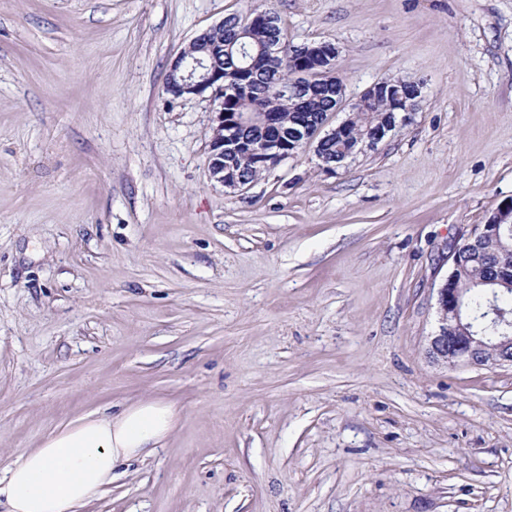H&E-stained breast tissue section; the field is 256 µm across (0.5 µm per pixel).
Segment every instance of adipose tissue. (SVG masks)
<instances>
[{
  "label": "adipose tissue",
  "instance_id": "obj_1",
  "mask_svg": "<svg viewBox=\"0 0 512 512\" xmlns=\"http://www.w3.org/2000/svg\"><path fill=\"white\" fill-rule=\"evenodd\" d=\"M178 417L172 403L141 399L111 416L76 418L0 468V505L6 512H84L111 484L113 469L152 456Z\"/></svg>",
  "mask_w": 512,
  "mask_h": 512
}]
</instances>
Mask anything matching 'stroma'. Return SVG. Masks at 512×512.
Returning <instances> with one entry per match:
<instances>
[{"label": "stroma", "mask_w": 512, "mask_h": 512, "mask_svg": "<svg viewBox=\"0 0 512 512\" xmlns=\"http://www.w3.org/2000/svg\"><path fill=\"white\" fill-rule=\"evenodd\" d=\"M267 2L347 101L416 80L345 169L225 193L170 60ZM512 198V0H0V463L158 398L89 512H512V367L426 354L447 254Z\"/></svg>", "instance_id": "1"}]
</instances>
